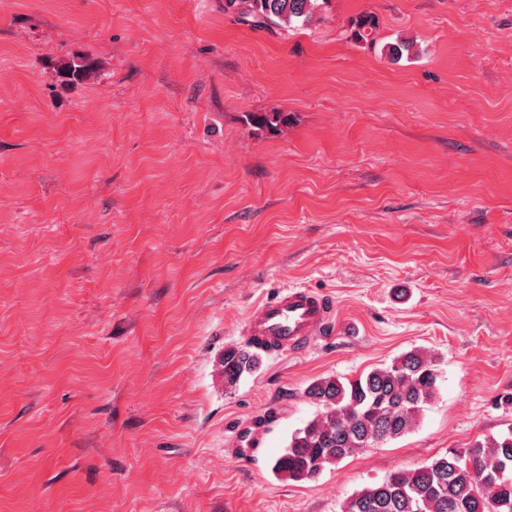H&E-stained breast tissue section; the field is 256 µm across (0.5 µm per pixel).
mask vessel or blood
Wrapping results in <instances>:
<instances>
[{"mask_svg":"<svg viewBox=\"0 0 512 512\" xmlns=\"http://www.w3.org/2000/svg\"><path fill=\"white\" fill-rule=\"evenodd\" d=\"M335 308L332 297L302 287L284 288L254 306L245 334L272 352L299 351L331 324Z\"/></svg>","mask_w":512,"mask_h":512,"instance_id":"vessel-or-blood-1","label":"vessel or blood"}]
</instances>
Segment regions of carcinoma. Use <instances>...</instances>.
I'll use <instances>...</instances> for the list:
<instances>
[{"label": "carcinoma", "instance_id": "obj_1", "mask_svg": "<svg viewBox=\"0 0 512 512\" xmlns=\"http://www.w3.org/2000/svg\"><path fill=\"white\" fill-rule=\"evenodd\" d=\"M319 7L320 0H224V12L271 33L308 24ZM375 28L373 16L360 15L352 21L351 37L372 44ZM245 122L275 132L288 124V114H248ZM259 363L249 342L225 348L220 358L224 385H237ZM437 380L435 360L412 349L354 380L313 382L306 394L322 411L292 435L273 469L287 480H313L363 448L406 434L436 394ZM477 469L486 473L481 481L475 477ZM341 512H512V434L476 440L422 467L395 472L352 494Z\"/></svg>", "mask_w": 512, "mask_h": 512}]
</instances>
